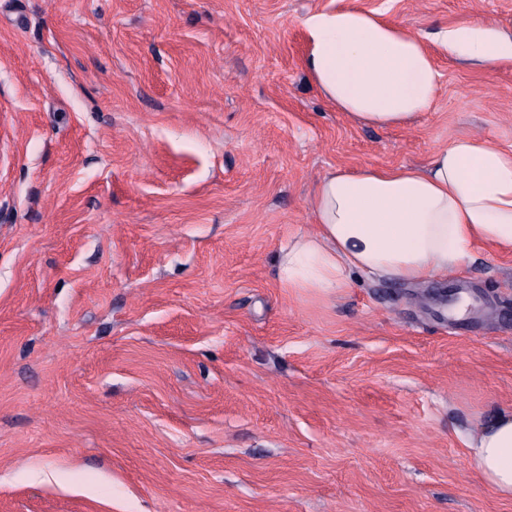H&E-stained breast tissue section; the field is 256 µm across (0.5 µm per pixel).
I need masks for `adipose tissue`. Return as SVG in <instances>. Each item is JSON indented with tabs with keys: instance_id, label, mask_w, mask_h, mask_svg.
I'll use <instances>...</instances> for the list:
<instances>
[{
	"instance_id": "ef3b65f1",
	"label": "adipose tissue",
	"mask_w": 512,
	"mask_h": 512,
	"mask_svg": "<svg viewBox=\"0 0 512 512\" xmlns=\"http://www.w3.org/2000/svg\"><path fill=\"white\" fill-rule=\"evenodd\" d=\"M304 68L320 94L356 122L411 123L435 101L440 74L420 36L373 11L343 7L308 16ZM449 56L486 69L512 61V35L462 24L439 31ZM312 232L276 259L291 293L329 295L352 273L423 284L459 273L475 246L512 253V150L458 137L425 167L337 168L309 203ZM473 467L512 498V410L467 440Z\"/></svg>"
}]
</instances>
